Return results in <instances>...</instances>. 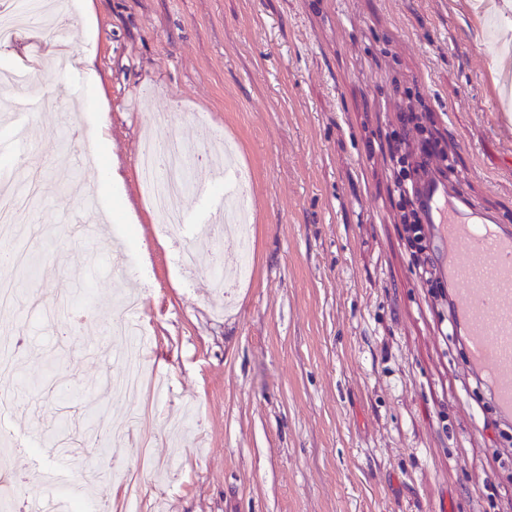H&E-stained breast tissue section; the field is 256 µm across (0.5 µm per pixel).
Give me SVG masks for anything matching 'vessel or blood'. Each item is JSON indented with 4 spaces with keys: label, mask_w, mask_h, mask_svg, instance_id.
I'll return each mask as SVG.
<instances>
[{
    "label": "vessel or blood",
    "mask_w": 512,
    "mask_h": 512,
    "mask_svg": "<svg viewBox=\"0 0 512 512\" xmlns=\"http://www.w3.org/2000/svg\"><path fill=\"white\" fill-rule=\"evenodd\" d=\"M0 150L38 156L28 127L12 126ZM423 221L431 225L438 267L448 285L452 329L467 367L491 389L494 407L512 420V225L479 210L433 174L419 186Z\"/></svg>",
    "instance_id": "1"
}]
</instances>
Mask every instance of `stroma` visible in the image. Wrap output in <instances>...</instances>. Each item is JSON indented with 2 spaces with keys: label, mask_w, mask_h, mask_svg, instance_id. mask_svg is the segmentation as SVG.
Wrapping results in <instances>:
<instances>
[{
  "label": "stroma",
  "mask_w": 512,
  "mask_h": 512,
  "mask_svg": "<svg viewBox=\"0 0 512 512\" xmlns=\"http://www.w3.org/2000/svg\"><path fill=\"white\" fill-rule=\"evenodd\" d=\"M487 2L92 0V17L68 13L66 41L33 26L0 48V72L33 60L36 89L75 121L97 101L94 162L123 178L97 184L55 121L31 116L45 199L15 245L42 267L9 275L22 298L89 302L99 318L59 350L36 313L0 312V336L26 339L6 381L27 442L5 464L24 487L15 512L45 502L41 469L83 482L58 438L87 466L138 473L140 497L91 484L85 512H512V427L495 433L460 339L440 334L374 150L400 108L431 113L464 194L512 225V100L492 51L507 23ZM86 54L97 82L72 65ZM157 125L195 151L216 133L236 145L251 277L230 304L209 265L184 284L142 205L139 145ZM127 292L145 298L156 388L113 396L130 344L105 341L102 322ZM136 413L127 439L84 446L89 426L108 434Z\"/></svg>",
  "instance_id": "stroma-1"
}]
</instances>
